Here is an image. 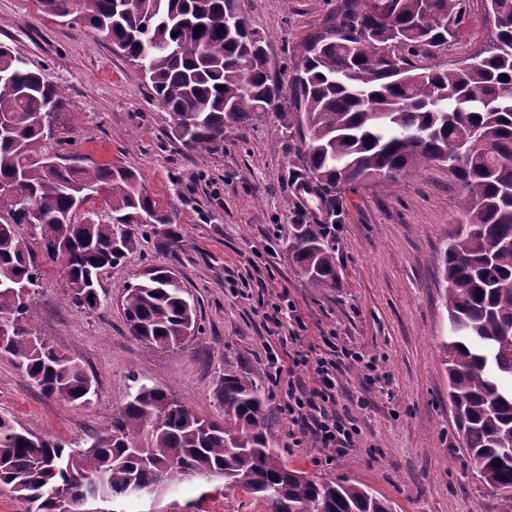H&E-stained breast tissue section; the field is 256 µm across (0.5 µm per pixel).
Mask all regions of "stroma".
<instances>
[{
  "instance_id": "obj_1",
  "label": "stroma",
  "mask_w": 512,
  "mask_h": 512,
  "mask_svg": "<svg viewBox=\"0 0 512 512\" xmlns=\"http://www.w3.org/2000/svg\"><path fill=\"white\" fill-rule=\"evenodd\" d=\"M339 0H237L240 15L266 38L273 68L293 65L300 43L321 32ZM485 0L467 17L448 58L467 57L487 38ZM0 43L12 46L62 86L56 130L65 152L139 174L151 197L177 213L179 249L155 240L109 269L94 310L65 298L56 265L40 262L29 328L79 359L95 377L84 406L42 395L0 355V416L32 432L84 442L112 425L133 379L167 388L195 414L216 418L224 370L252 377L271 415L274 446L289 467L343 478L389 499L394 512H494L495 498L471 463L448 402L439 344L448 333L441 259L459 225L461 185L447 165L397 183L337 195L316 193L301 176V141L282 112L229 128L207 158L185 151L171 119L149 101L140 71L108 40L44 13L38 0H0ZM326 224L336 249L335 287H311L288 255L295 225ZM178 271L198 310V334L176 349L135 340L112 301L145 269ZM297 307L274 325V306ZM322 355L348 349L362 360L336 370L337 416L359 428L352 448L320 447L312 430L291 425L271 355L287 359L289 333ZM124 512H266L221 480L187 478L163 493L124 504Z\"/></svg>"
}]
</instances>
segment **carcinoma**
<instances>
[{
    "mask_svg": "<svg viewBox=\"0 0 512 512\" xmlns=\"http://www.w3.org/2000/svg\"><path fill=\"white\" fill-rule=\"evenodd\" d=\"M495 36L461 62L443 59L460 36L464 0H341L325 32L304 40L283 95L266 40L248 28L236 0H39L107 38L147 81L172 133L200 158L224 145V128L288 109L309 182L326 195L396 182L476 138L488 153L452 171L462 185V224L445 250L449 334L440 348L464 449L512 512V0H486ZM451 21L439 26L437 15ZM399 55L391 62L385 52ZM62 88L0 45V316L5 354L35 388L83 406L94 375L27 328L41 270L34 250L61 264L70 302L95 309L102 274L148 235L180 247L175 211L153 200L138 173L110 164L52 169L51 133ZM103 198L74 214L76 194ZM148 213L152 223L140 222ZM27 224L31 239L15 226ZM288 253L315 288L336 285V250L326 228L296 224ZM116 307L136 340L161 349L198 331V312L177 274L151 269L127 282ZM222 418L199 417L167 389L134 380L112 414V430L82 445L39 436L0 417V488L27 512H66L67 502H120L152 494L191 471L221 478L267 512H393L364 484L315 480L272 448L270 410L255 381L227 369L217 387ZM500 463H494V460Z\"/></svg>",
    "mask_w": 512,
    "mask_h": 512,
    "instance_id": "carcinoma-1",
    "label": "carcinoma"
}]
</instances>
